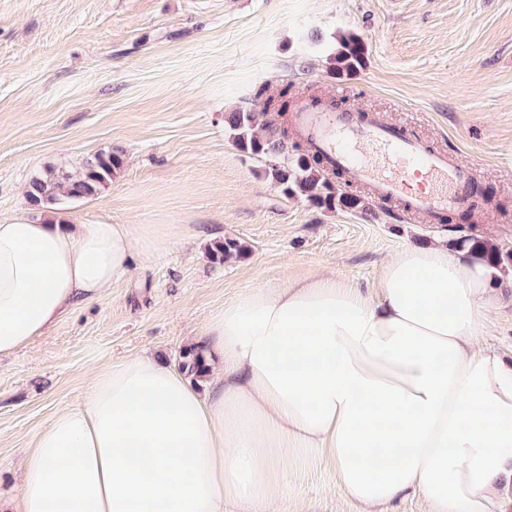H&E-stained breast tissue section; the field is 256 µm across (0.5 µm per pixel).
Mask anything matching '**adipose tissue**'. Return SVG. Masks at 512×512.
<instances>
[{"mask_svg":"<svg viewBox=\"0 0 512 512\" xmlns=\"http://www.w3.org/2000/svg\"><path fill=\"white\" fill-rule=\"evenodd\" d=\"M167 226L0 222V356L166 249ZM492 271L468 251L408 247L376 295L329 275L257 289L195 344L211 389L138 353L103 367L19 465L18 512H275L286 469L329 465L372 507L512 512V366L477 347ZM372 512H423L424 504L415 494H404L397 499L382 505L375 506Z\"/></svg>","mask_w":512,"mask_h":512,"instance_id":"1","label":"adipose tissue"}]
</instances>
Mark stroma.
I'll use <instances>...</instances> for the list:
<instances>
[{
	"label": "stroma",
	"mask_w": 512,
	"mask_h": 512,
	"mask_svg": "<svg viewBox=\"0 0 512 512\" xmlns=\"http://www.w3.org/2000/svg\"><path fill=\"white\" fill-rule=\"evenodd\" d=\"M349 32L367 62L337 78L329 58ZM286 82L461 153L478 203L432 224L395 203L326 211L285 197L265 160L233 145L224 115L263 111L256 86ZM112 149L123 152L112 181L56 211L180 233L131 280L0 356L5 512L36 431L83 400L95 369L142 351L178 364L225 302L325 271L372 294L388 257L464 235L512 252V0H0V220L44 217L28 181ZM224 238L248 251L218 266L208 248ZM497 294L479 344L512 363V288ZM277 508L363 512L316 460L286 473Z\"/></svg>",
	"instance_id": "stroma-1"
}]
</instances>
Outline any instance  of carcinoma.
<instances>
[{
    "mask_svg": "<svg viewBox=\"0 0 512 512\" xmlns=\"http://www.w3.org/2000/svg\"><path fill=\"white\" fill-rule=\"evenodd\" d=\"M367 48L362 38L355 33L340 37L335 53L330 57V72L334 76H352L366 64ZM292 86L285 85L275 95L265 101L266 112L284 117L288 112V99ZM262 118L256 112L238 110L224 114V127L229 132L233 144L242 152L259 156L267 162L266 173L287 197L302 196L312 206L334 211L338 208L364 210V200L352 195H339L336 187L319 167L321 159L317 155L301 152V146L294 149L299 154L291 162L282 160L288 149V127L282 132L273 130L261 134ZM123 165L122 152L112 150L96 153L83 162L76 173L48 169L42 175L32 178L26 187V198L36 206L54 204L59 197L83 199L97 194ZM469 244L470 252L492 269L512 264V255H504L499 249L484 240L465 237L455 240V244ZM247 248L238 240L225 238L211 245V262L223 266L245 256ZM179 367L187 374L204 377L205 364L198 351L181 352Z\"/></svg>",
    "mask_w": 512,
    "mask_h": 512,
    "instance_id": "1",
    "label": "carcinoma"
}]
</instances>
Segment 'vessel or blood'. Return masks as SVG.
Returning a JSON list of instances; mask_svg holds the SVG:
<instances>
[{
    "mask_svg": "<svg viewBox=\"0 0 512 512\" xmlns=\"http://www.w3.org/2000/svg\"><path fill=\"white\" fill-rule=\"evenodd\" d=\"M294 126L309 147L379 203L397 201L404 213L439 220L445 211L476 202L480 177L460 156L435 149L404 125L376 113L302 102Z\"/></svg>",
    "mask_w": 512,
    "mask_h": 512,
    "instance_id": "obj_1",
    "label": "vessel or blood"
}]
</instances>
